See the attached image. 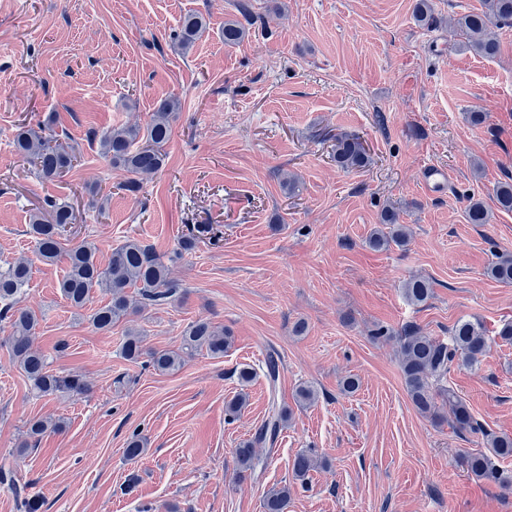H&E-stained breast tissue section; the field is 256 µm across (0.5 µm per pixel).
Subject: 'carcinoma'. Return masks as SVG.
Instances as JSON below:
<instances>
[{
    "instance_id": "cac0c4a2",
    "label": "carcinoma",
    "mask_w": 512,
    "mask_h": 512,
    "mask_svg": "<svg viewBox=\"0 0 512 512\" xmlns=\"http://www.w3.org/2000/svg\"><path fill=\"white\" fill-rule=\"evenodd\" d=\"M485 9L457 19L467 47L476 54L493 58L500 44L492 29L502 24H512V0H484ZM206 28L204 18L198 14L183 17L174 31L175 43L188 51ZM246 36V26L238 19L224 21V44L235 45ZM179 110V100L168 97L160 100L146 127L119 126L101 138L102 153L112 166L130 175L124 188L134 191L156 174L165 160L164 146L170 140L172 122ZM17 151L34 166L40 178L53 181L63 177L72 167L75 156L51 141L42 133L24 127L15 139ZM336 165L344 170L361 169L370 163V156L359 137L345 134L337 138L334 155ZM495 206L512 212V183L497 186ZM46 212L36 211L29 217V233L35 238L36 259L54 263L65 259L67 271L58 282L62 296L72 307L83 309L93 302L96 293L111 295L108 303L93 310L90 320L98 330L108 331L126 315L137 310L139 303L168 301L176 290L168 277V267L160 255L137 239L128 238L112 248L108 265L97 261L96 248L81 242L63 247L60 229L71 223L70 206L57 200L45 202ZM489 211L479 200H470L468 219L473 224H485ZM385 229L369 238L372 248L381 250L391 245L404 246L409 240L406 225L399 223V215L392 209L382 213ZM31 260L18 258L0 266V322L10 327L6 343L20 372L43 396L80 394L85 383L77 376L53 372L43 353L35 346L34 336L38 325L37 315L29 310L15 308V301L30 279ZM488 275L500 283L512 284V257L503 256L488 268ZM136 289V295L127 289ZM403 291L414 304H424L432 295L431 284L424 278L408 280ZM232 336L208 322H194L184 331L181 346L177 349H147L143 337L130 334L121 345L122 356L133 363L146 358V366L160 373H174L181 369L184 355L206 350L213 357H222L230 347ZM489 347L483 328L477 322L459 320L451 329L449 343H442L418 329H406L399 336L400 368L409 399L421 415L440 420L437 398L448 400V413L456 428L471 432L483 431V426L472 414L469 406L452 387L441 388L438 382L447 377L453 364L473 366L480 361ZM270 400L268 414L252 437L235 450L239 473H255L265 469L267 458L257 449L275 447L282 428L289 419L287 408L276 399L279 361L267 357L265 372ZM60 430L62 423L52 419L34 418L27 423V434L37 440L47 430ZM488 451L469 454L465 458L467 470L479 479L493 482L503 488H512V475L499 467V462L512 457V437L486 435ZM322 461L311 452L295 456L292 464L294 479L306 482L310 472ZM291 489L283 485L272 488L264 496V512H285Z\"/></svg>"
}]
</instances>
